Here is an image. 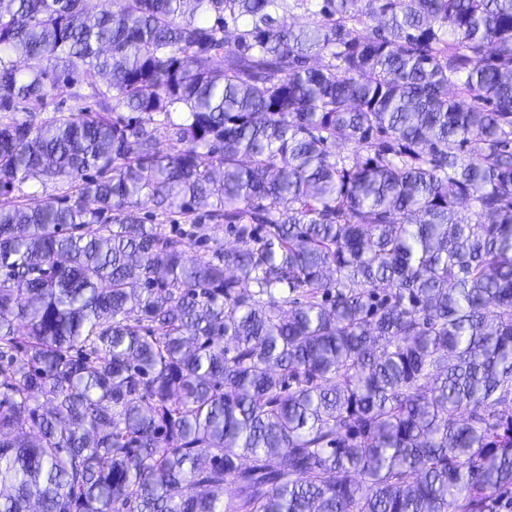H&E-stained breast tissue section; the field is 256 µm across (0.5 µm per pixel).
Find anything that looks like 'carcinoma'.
Segmentation results:
<instances>
[{
  "mask_svg": "<svg viewBox=\"0 0 512 512\" xmlns=\"http://www.w3.org/2000/svg\"><path fill=\"white\" fill-rule=\"evenodd\" d=\"M112 4L0 0V512L512 505V0ZM80 91L82 94H88L89 90L86 85L80 84L73 86H61L50 92L45 101V110L40 112V117L46 116L48 112H53L55 109H60L63 112L70 113L78 112V109L84 106L92 105L91 100H75L73 93ZM39 117V118H40ZM67 186H64L60 183H51L47 182L46 184H42L37 180L30 179L27 181L21 188V190L15 191L16 195L24 194V195H38L41 198L45 197H57L66 190ZM201 233L207 238L206 248L211 255L214 251L221 249H232L241 245V243L234 236L228 235L224 232V225L219 224H203Z\"/></svg>",
  "mask_w": 512,
  "mask_h": 512,
  "instance_id": "cac0c4a2",
  "label": "carcinoma"
}]
</instances>
